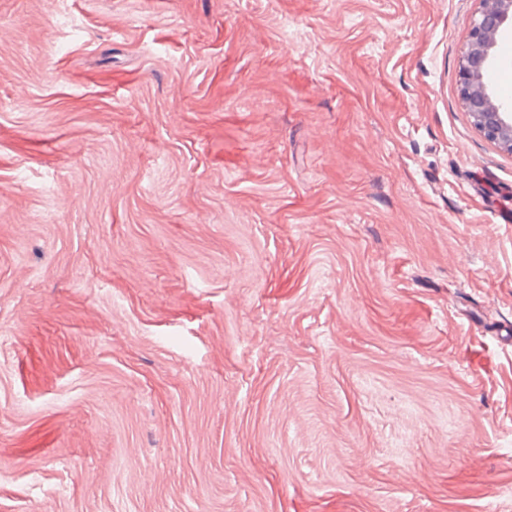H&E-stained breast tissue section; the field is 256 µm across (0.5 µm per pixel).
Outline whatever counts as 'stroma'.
<instances>
[{"instance_id": "1", "label": "stroma", "mask_w": 512, "mask_h": 512, "mask_svg": "<svg viewBox=\"0 0 512 512\" xmlns=\"http://www.w3.org/2000/svg\"><path fill=\"white\" fill-rule=\"evenodd\" d=\"M478 7L0 0V512H512Z\"/></svg>"}]
</instances>
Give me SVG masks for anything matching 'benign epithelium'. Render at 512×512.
Segmentation results:
<instances>
[{
  "label": "benign epithelium",
  "instance_id": "1",
  "mask_svg": "<svg viewBox=\"0 0 512 512\" xmlns=\"http://www.w3.org/2000/svg\"><path fill=\"white\" fill-rule=\"evenodd\" d=\"M479 2L459 57V98L479 132L512 153V107L499 100L484 81L498 40L512 31V0Z\"/></svg>",
  "mask_w": 512,
  "mask_h": 512
}]
</instances>
